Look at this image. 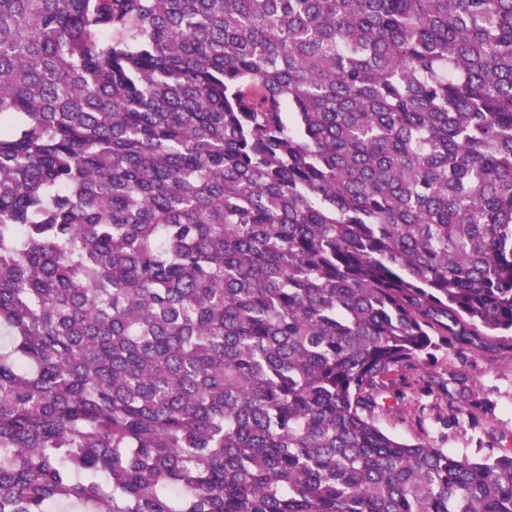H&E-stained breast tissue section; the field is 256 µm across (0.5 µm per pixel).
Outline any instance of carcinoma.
I'll use <instances>...</instances> for the list:
<instances>
[{
    "label": "carcinoma",
    "mask_w": 512,
    "mask_h": 512,
    "mask_svg": "<svg viewBox=\"0 0 512 512\" xmlns=\"http://www.w3.org/2000/svg\"><path fill=\"white\" fill-rule=\"evenodd\" d=\"M512 350V0H0V512H512L377 423Z\"/></svg>",
    "instance_id": "1"
}]
</instances>
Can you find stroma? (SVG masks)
Wrapping results in <instances>:
<instances>
[{
    "label": "stroma",
    "mask_w": 512,
    "mask_h": 512,
    "mask_svg": "<svg viewBox=\"0 0 512 512\" xmlns=\"http://www.w3.org/2000/svg\"><path fill=\"white\" fill-rule=\"evenodd\" d=\"M452 373L464 377L465 386L449 384ZM425 375L432 383H448V392L423 395L409 372H399L392 388L404 402L379 416L385 432L475 459L512 446V351L440 352Z\"/></svg>",
    "instance_id": "stroma-1"
}]
</instances>
